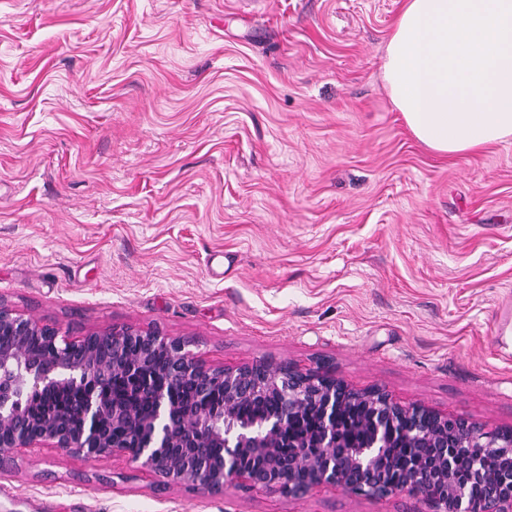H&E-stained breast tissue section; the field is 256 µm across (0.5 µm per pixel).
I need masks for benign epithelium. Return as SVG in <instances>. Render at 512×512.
I'll return each mask as SVG.
<instances>
[{"mask_svg":"<svg viewBox=\"0 0 512 512\" xmlns=\"http://www.w3.org/2000/svg\"><path fill=\"white\" fill-rule=\"evenodd\" d=\"M42 338L47 349L31 347ZM165 350L169 365L163 385H147L152 407L111 403L90 389L72 411L30 415L27 401L69 384L73 374L88 379L135 375ZM190 384L202 400L220 387L224 402L210 414L179 405L170 394ZM245 399H274L278 409L252 424L236 419ZM362 402L367 434L362 442L336 433V417L347 402ZM310 412L321 422L313 435L284 439L286 423ZM399 427L418 454L400 477L385 481L389 465L387 430ZM32 448H53L72 456L121 454L157 482L197 487L208 494L230 485L299 497L328 484L349 493L386 497L420 496L432 512H512V430L485 432L464 419L421 406L403 407L381 389L356 391L328 370L302 372L288 364L256 362L237 368L208 366L184 341L156 329L106 327L72 339L55 324L41 322L0 302V464ZM220 448V458L208 449ZM498 451L502 466L487 482L478 460ZM472 456L467 480L457 471V455Z\"/></svg>","mask_w":512,"mask_h":512,"instance_id":"7a95c632","label":"benign epithelium"}]
</instances>
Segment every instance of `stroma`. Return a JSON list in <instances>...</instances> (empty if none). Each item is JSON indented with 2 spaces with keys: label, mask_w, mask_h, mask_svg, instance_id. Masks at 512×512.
I'll return each instance as SVG.
<instances>
[{
  "label": "stroma",
  "mask_w": 512,
  "mask_h": 512,
  "mask_svg": "<svg viewBox=\"0 0 512 512\" xmlns=\"http://www.w3.org/2000/svg\"><path fill=\"white\" fill-rule=\"evenodd\" d=\"M401 0H0V299L212 366L331 370L512 428V142L422 145L381 77ZM0 512H432L211 495L35 448Z\"/></svg>",
  "instance_id": "stroma-1"
}]
</instances>
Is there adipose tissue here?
<instances>
[{
  "label": "adipose tissue",
  "instance_id": "1",
  "mask_svg": "<svg viewBox=\"0 0 512 512\" xmlns=\"http://www.w3.org/2000/svg\"><path fill=\"white\" fill-rule=\"evenodd\" d=\"M414 137L448 156L512 140V0H404L382 63Z\"/></svg>",
  "mask_w": 512,
  "mask_h": 512
}]
</instances>
